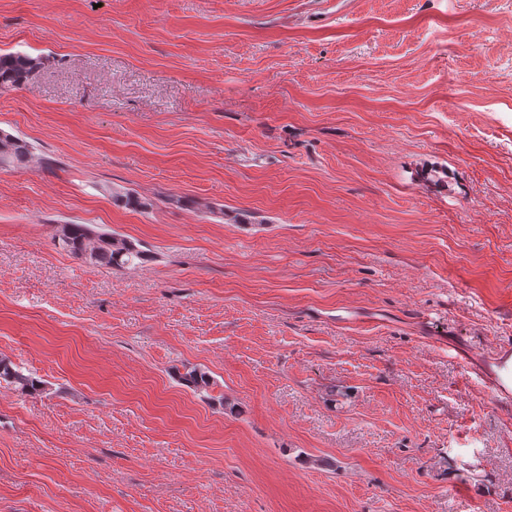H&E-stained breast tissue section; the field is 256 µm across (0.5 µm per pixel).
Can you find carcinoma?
I'll list each match as a JSON object with an SVG mask.
<instances>
[{
    "label": "carcinoma",
    "instance_id": "cac0c4a2",
    "mask_svg": "<svg viewBox=\"0 0 512 512\" xmlns=\"http://www.w3.org/2000/svg\"><path fill=\"white\" fill-rule=\"evenodd\" d=\"M42 65L39 57L23 53H0V86H19ZM30 154L26 141L0 133V167L25 164ZM57 240L63 248L95 266L123 269L139 265L148 257L141 245L116 233L99 231L89 224H61ZM0 379L27 395H36L45 390L43 381L20 373L11 363L2 359ZM180 381L193 391H206L210 387L209 376L197 369L182 374Z\"/></svg>",
    "mask_w": 512,
    "mask_h": 512
}]
</instances>
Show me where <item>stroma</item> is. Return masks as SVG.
<instances>
[{"instance_id":"1","label":"stroma","mask_w":512,"mask_h":512,"mask_svg":"<svg viewBox=\"0 0 512 512\" xmlns=\"http://www.w3.org/2000/svg\"><path fill=\"white\" fill-rule=\"evenodd\" d=\"M0 52V512H512L458 354L512 336V0H0ZM42 65L40 57L23 53H0V86H19ZM30 148L19 137L0 133V167L25 164L30 159ZM56 237L64 249L95 266L123 269L139 265L148 257L140 244L90 224L59 225ZM0 379L15 387L22 394L36 395L45 390V383L30 375L17 371L11 363L0 360Z\"/></svg>"}]
</instances>
